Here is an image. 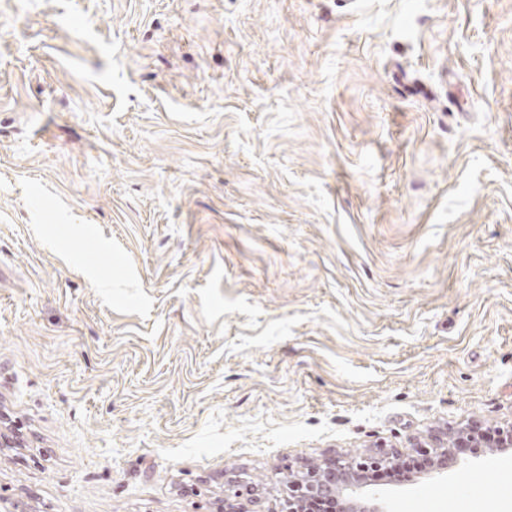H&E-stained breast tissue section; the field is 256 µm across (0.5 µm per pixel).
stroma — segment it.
<instances>
[{
    "mask_svg": "<svg viewBox=\"0 0 512 512\" xmlns=\"http://www.w3.org/2000/svg\"><path fill=\"white\" fill-rule=\"evenodd\" d=\"M0 412V512L512 426V0H0ZM372 487L512 512V451Z\"/></svg>",
    "mask_w": 512,
    "mask_h": 512,
    "instance_id": "1",
    "label": "stroma"
}]
</instances>
